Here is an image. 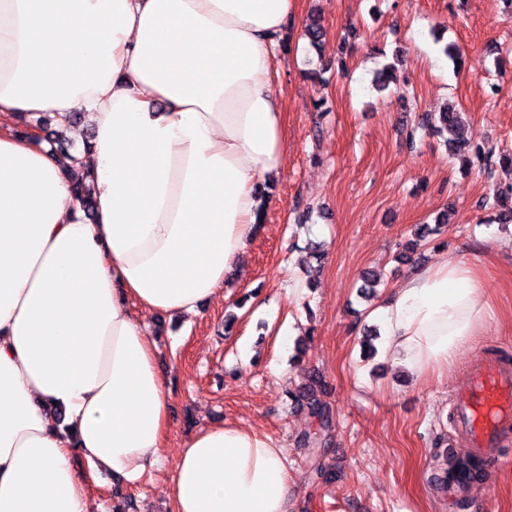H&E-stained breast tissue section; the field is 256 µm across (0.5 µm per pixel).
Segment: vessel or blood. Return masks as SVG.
Listing matches in <instances>:
<instances>
[{
	"label": "vessel or blood",
	"mask_w": 512,
	"mask_h": 512,
	"mask_svg": "<svg viewBox=\"0 0 512 512\" xmlns=\"http://www.w3.org/2000/svg\"><path fill=\"white\" fill-rule=\"evenodd\" d=\"M450 412L454 428L467 435L471 448L489 465L502 464L499 441L512 429V372L487 360L455 397Z\"/></svg>",
	"instance_id": "1"
}]
</instances>
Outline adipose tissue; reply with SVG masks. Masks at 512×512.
<instances>
[{
	"label": "adipose tissue",
	"instance_id": "ef3b65f1",
	"mask_svg": "<svg viewBox=\"0 0 512 512\" xmlns=\"http://www.w3.org/2000/svg\"><path fill=\"white\" fill-rule=\"evenodd\" d=\"M294 17L295 0H0V512H93L74 456L132 484L159 459L172 389L130 307L177 318L223 300L285 165L272 74ZM73 112L94 134L71 168L16 129ZM375 314L417 378L488 318L466 259L417 269ZM292 490L268 435L217 423L179 448L170 498L291 512Z\"/></svg>",
	"mask_w": 512,
	"mask_h": 512
}]
</instances>
